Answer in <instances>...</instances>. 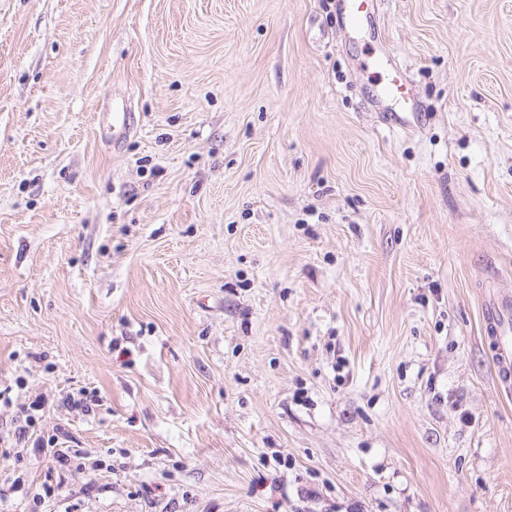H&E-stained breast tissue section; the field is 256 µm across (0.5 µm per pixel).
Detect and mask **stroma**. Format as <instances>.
I'll return each instance as SVG.
<instances>
[{"label": "stroma", "instance_id": "1", "mask_svg": "<svg viewBox=\"0 0 512 512\" xmlns=\"http://www.w3.org/2000/svg\"><path fill=\"white\" fill-rule=\"evenodd\" d=\"M384 44L418 129L370 104ZM492 283L512 0L353 36L336 0H0V512H512ZM37 399L67 467L16 436ZM134 128V114L125 104L112 107V112H104L99 120V139L101 142L119 148Z\"/></svg>", "mask_w": 512, "mask_h": 512}]
</instances>
